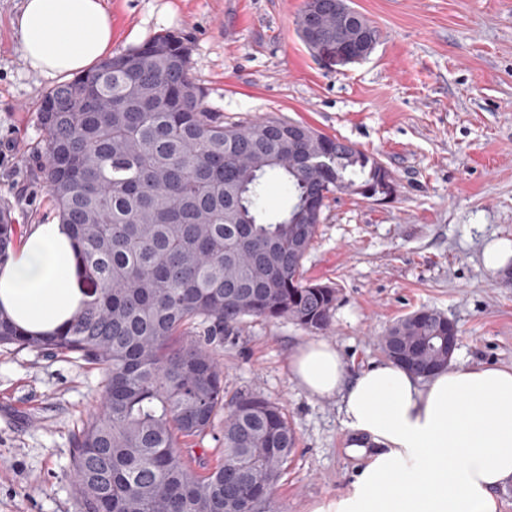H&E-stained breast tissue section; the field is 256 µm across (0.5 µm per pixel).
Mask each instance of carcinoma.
Returning <instances> with one entry per match:
<instances>
[{
    "label": "carcinoma",
    "instance_id": "carcinoma-1",
    "mask_svg": "<svg viewBox=\"0 0 512 512\" xmlns=\"http://www.w3.org/2000/svg\"><path fill=\"white\" fill-rule=\"evenodd\" d=\"M323 37L296 26L317 58L336 52V0H319ZM190 47L157 36L43 97L39 178L88 283L59 328L29 332L0 308V345L75 354L101 373L100 408L72 443L77 512H272L295 448L283 409L252 393L224 402L216 347L249 318L320 332L337 288L302 261L325 201L378 186L381 162L299 122L224 123L189 73ZM329 165L304 170L297 154ZM291 203L268 213L264 183ZM17 225L0 218V265ZM448 318L429 309L394 322L388 359L420 377L448 366ZM224 416V451L193 466L186 438Z\"/></svg>",
    "mask_w": 512,
    "mask_h": 512
}]
</instances>
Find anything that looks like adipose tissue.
I'll use <instances>...</instances> for the list:
<instances>
[{"mask_svg":"<svg viewBox=\"0 0 512 512\" xmlns=\"http://www.w3.org/2000/svg\"><path fill=\"white\" fill-rule=\"evenodd\" d=\"M17 34L28 66L49 79L82 72L112 50L103 0H23ZM82 297L62 224H40L0 267V307L29 331L59 327ZM292 379L340 396L350 445L365 464L346 492L311 512H500L512 483V368L452 364L421 378L385 361L349 375L325 340L298 346Z\"/></svg>","mask_w":512,"mask_h":512,"instance_id":"1","label":"adipose tissue"}]
</instances>
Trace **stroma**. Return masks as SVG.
<instances>
[{"label":"stroma","instance_id":"35a3bbf8","mask_svg":"<svg viewBox=\"0 0 512 512\" xmlns=\"http://www.w3.org/2000/svg\"><path fill=\"white\" fill-rule=\"evenodd\" d=\"M348 2L380 40L336 70L297 35L304 0H106L113 52L177 35L225 121L306 123L373 154L394 179L388 200L339 192L322 211L302 271L338 290L328 330L250 318L219 350L225 399L261 394L295 429L274 512L338 497L361 465L340 398L311 397L291 379L297 346L332 343L354 376L385 361L388 327L425 308L456 323L455 361L512 367V263L492 270L483 256L512 240V0ZM21 5L0 0V200L27 232L57 220L31 152L54 82L23 60ZM100 381L81 359L0 346V512H77L72 441L100 403Z\"/></svg>","mask_w":512,"mask_h":512}]
</instances>
